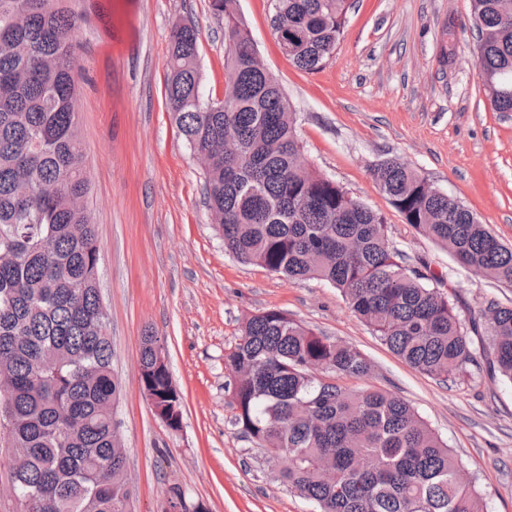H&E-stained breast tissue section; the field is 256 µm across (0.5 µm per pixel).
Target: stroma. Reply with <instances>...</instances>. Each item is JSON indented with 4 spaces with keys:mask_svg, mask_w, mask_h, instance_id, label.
<instances>
[{
    "mask_svg": "<svg viewBox=\"0 0 512 512\" xmlns=\"http://www.w3.org/2000/svg\"><path fill=\"white\" fill-rule=\"evenodd\" d=\"M77 17L79 136L87 206L101 244L99 287L123 390L113 421L127 451L132 512H162L170 487L210 512H316L255 442L233 425L224 355L244 316L280 309L368 358L372 387L412 405L451 448L486 512H512V381L489 361L454 383L421 374L382 344L327 282L289 280L238 262L204 203L205 175L169 111L165 86L174 24L201 32L209 97L224 95V21L210 0H70ZM266 68L288 95L312 167L379 212L408 264L442 274L463 323L512 286L460 267L406 224L373 176L407 162L512 245V113L490 108L472 53L471 0H353L340 43L318 71L278 47L271 0H238ZM161 336L184 398L169 429L139 382L141 340Z\"/></svg>",
    "mask_w": 512,
    "mask_h": 512,
    "instance_id": "obj_1",
    "label": "stroma"
}]
</instances>
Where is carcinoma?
<instances>
[{
  "mask_svg": "<svg viewBox=\"0 0 512 512\" xmlns=\"http://www.w3.org/2000/svg\"><path fill=\"white\" fill-rule=\"evenodd\" d=\"M65 0H0V370L13 393L0 401V441L19 512H131L126 449L113 423L120 385L100 307L101 246L95 225L71 208L89 183L78 131L75 21ZM476 61L490 107L512 112V0H471ZM352 0H275L281 52L300 70L335 52ZM224 18V97L206 101L198 65L200 31L169 36L166 97L193 151L208 154L205 203L224 250L239 262L338 289L351 312L415 370L455 382L477 363L449 297L397 261L381 214L314 168L296 112L263 69L238 0H211ZM373 178L405 223L448 250L467 270L512 286V248L475 214L407 163L389 158ZM49 237L54 251L40 241ZM494 367L512 381V306L483 313ZM161 339L142 337V390L171 428L183 396ZM233 424L255 439L281 477L317 512H484L460 483L447 444L415 409L382 390H348L341 377L370 373L356 348L279 309L244 317L224 356Z\"/></svg>",
  "mask_w": 512,
  "mask_h": 512,
  "instance_id": "carcinoma-1",
  "label": "carcinoma"
}]
</instances>
